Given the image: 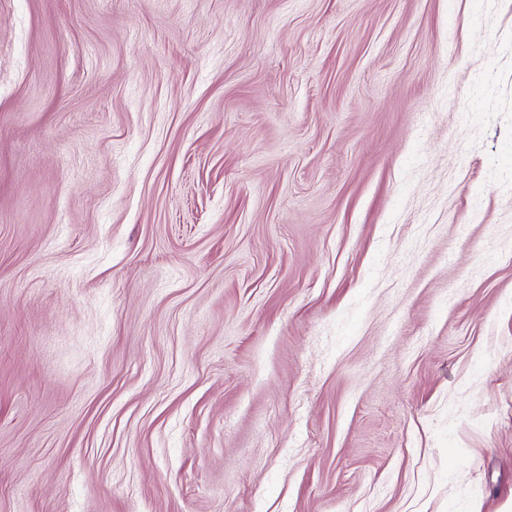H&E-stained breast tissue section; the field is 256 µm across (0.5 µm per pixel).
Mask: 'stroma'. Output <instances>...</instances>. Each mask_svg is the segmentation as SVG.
I'll return each instance as SVG.
<instances>
[{"label":"stroma","mask_w":512,"mask_h":512,"mask_svg":"<svg viewBox=\"0 0 512 512\" xmlns=\"http://www.w3.org/2000/svg\"><path fill=\"white\" fill-rule=\"evenodd\" d=\"M0 512H512V0H0Z\"/></svg>","instance_id":"stroma-1"}]
</instances>
